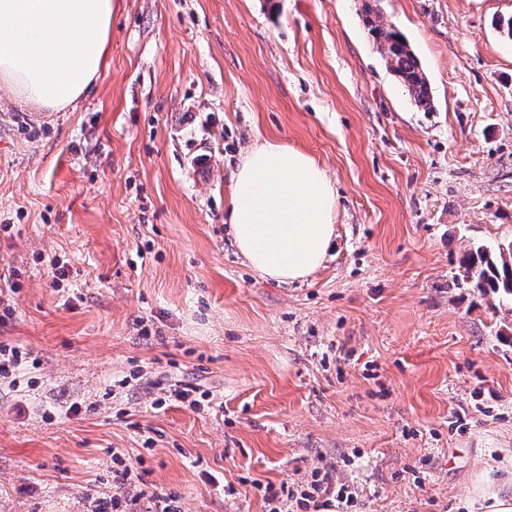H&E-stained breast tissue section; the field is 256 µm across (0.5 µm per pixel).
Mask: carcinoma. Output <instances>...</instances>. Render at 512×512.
Segmentation results:
<instances>
[{"label": "carcinoma", "instance_id": "cac0c4a2", "mask_svg": "<svg viewBox=\"0 0 512 512\" xmlns=\"http://www.w3.org/2000/svg\"><path fill=\"white\" fill-rule=\"evenodd\" d=\"M374 9L366 11L365 23L376 43L386 68L398 77L416 107L432 108L426 76L410 45L394 28H387L373 19ZM462 279L483 294L512 298V242L506 246L471 248L462 263Z\"/></svg>", "mask_w": 512, "mask_h": 512}]
</instances>
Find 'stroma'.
Wrapping results in <instances>:
<instances>
[{
    "mask_svg": "<svg viewBox=\"0 0 512 512\" xmlns=\"http://www.w3.org/2000/svg\"><path fill=\"white\" fill-rule=\"evenodd\" d=\"M379 9L432 111L362 0H124L73 109L40 120L0 88V341L33 358L0 379V512H266L256 484L316 471L355 512L512 499V302L459 277L512 242V0ZM265 141L336 192L324 263L288 284L229 232ZM178 382L205 399L154 408ZM372 15L378 17L377 12L369 8L366 11L365 23L372 33L386 68L398 77L417 108L430 110L432 98L427 79L410 45L392 26L387 28L377 24Z\"/></svg>",
    "mask_w": 512,
    "mask_h": 512,
    "instance_id": "35a3bbf8",
    "label": "stroma"
}]
</instances>
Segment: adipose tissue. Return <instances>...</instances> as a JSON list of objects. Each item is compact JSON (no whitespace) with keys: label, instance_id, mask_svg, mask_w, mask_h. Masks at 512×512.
<instances>
[{"label":"adipose tissue","instance_id":"1","mask_svg":"<svg viewBox=\"0 0 512 512\" xmlns=\"http://www.w3.org/2000/svg\"><path fill=\"white\" fill-rule=\"evenodd\" d=\"M120 0H0V82L16 104L63 112L106 65ZM336 195L311 156L286 145L250 149L232 175L233 242L251 268L280 283L304 280L334 235Z\"/></svg>","mask_w":512,"mask_h":512}]
</instances>
